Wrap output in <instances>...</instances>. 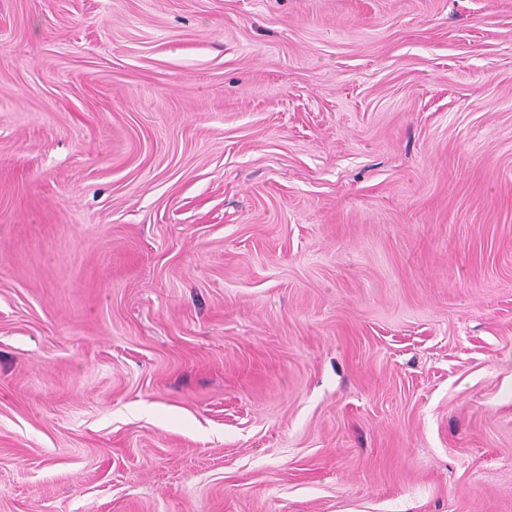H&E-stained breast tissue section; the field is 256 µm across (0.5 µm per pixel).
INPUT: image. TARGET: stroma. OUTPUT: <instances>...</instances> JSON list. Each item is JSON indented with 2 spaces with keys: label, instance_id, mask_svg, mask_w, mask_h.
Segmentation results:
<instances>
[{
  "label": "stroma",
  "instance_id": "1",
  "mask_svg": "<svg viewBox=\"0 0 512 512\" xmlns=\"http://www.w3.org/2000/svg\"><path fill=\"white\" fill-rule=\"evenodd\" d=\"M0 512H512V0H0Z\"/></svg>",
  "mask_w": 512,
  "mask_h": 512
}]
</instances>
